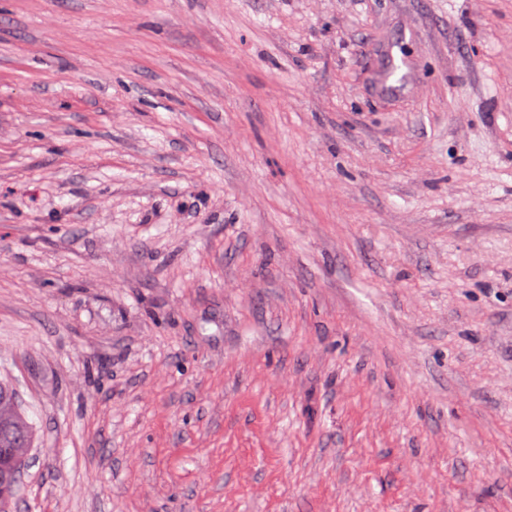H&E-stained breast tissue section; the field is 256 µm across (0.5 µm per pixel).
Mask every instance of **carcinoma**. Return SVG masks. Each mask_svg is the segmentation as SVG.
I'll return each instance as SVG.
<instances>
[{
    "mask_svg": "<svg viewBox=\"0 0 512 512\" xmlns=\"http://www.w3.org/2000/svg\"><path fill=\"white\" fill-rule=\"evenodd\" d=\"M32 427L19 408L16 393L9 383H0V448L6 450L0 460V477L19 476L24 466L23 449L31 447Z\"/></svg>",
    "mask_w": 512,
    "mask_h": 512,
    "instance_id": "1",
    "label": "carcinoma"
}]
</instances>
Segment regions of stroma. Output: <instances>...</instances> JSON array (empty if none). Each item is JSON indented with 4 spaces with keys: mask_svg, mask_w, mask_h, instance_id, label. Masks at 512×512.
Wrapping results in <instances>:
<instances>
[{
    "mask_svg": "<svg viewBox=\"0 0 512 512\" xmlns=\"http://www.w3.org/2000/svg\"><path fill=\"white\" fill-rule=\"evenodd\" d=\"M1 380L14 512H512V0H0ZM33 442L32 427L19 408L16 393L9 383H0V448L6 450L0 459V480L2 476L18 478L24 466L23 448H30Z\"/></svg>",
    "mask_w": 512,
    "mask_h": 512,
    "instance_id": "1",
    "label": "stroma"
}]
</instances>
